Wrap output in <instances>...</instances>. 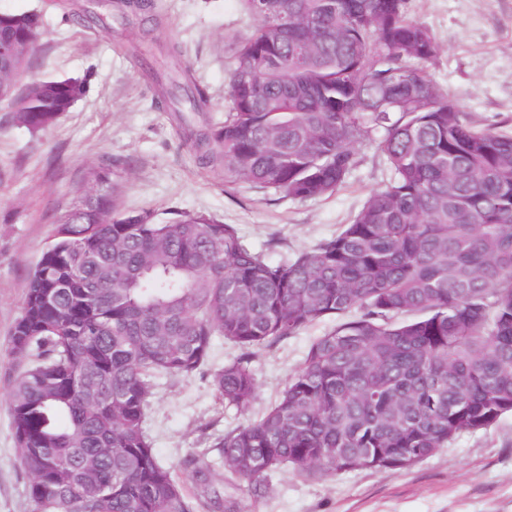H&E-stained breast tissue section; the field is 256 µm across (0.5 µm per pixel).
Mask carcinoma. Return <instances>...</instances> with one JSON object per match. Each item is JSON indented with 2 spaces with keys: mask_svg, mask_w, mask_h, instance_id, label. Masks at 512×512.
<instances>
[{
  "mask_svg": "<svg viewBox=\"0 0 512 512\" xmlns=\"http://www.w3.org/2000/svg\"><path fill=\"white\" fill-rule=\"evenodd\" d=\"M409 0H275L228 37L224 120L189 128L199 160L306 202L330 197L371 146L389 178L336 234L271 262L234 224L201 212L165 222L123 210V186L62 213L10 338L11 426L37 512H233L193 460L189 495L144 430L161 375L209 365L224 406L255 396L251 349L308 325L310 344L277 402L227 433L224 466L254 497L266 476L406 470L512 413V134L478 128L440 91L436 52ZM0 12V37L41 33ZM193 112H212L183 71ZM84 83L45 79L17 113L50 126Z\"/></svg>",
  "mask_w": 512,
  "mask_h": 512,
  "instance_id": "carcinoma-1",
  "label": "carcinoma"
}]
</instances>
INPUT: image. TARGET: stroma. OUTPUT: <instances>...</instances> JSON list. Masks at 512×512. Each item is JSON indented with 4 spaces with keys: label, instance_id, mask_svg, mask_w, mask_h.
Here are the masks:
<instances>
[{
    "label": "stroma",
    "instance_id": "obj_1",
    "mask_svg": "<svg viewBox=\"0 0 512 512\" xmlns=\"http://www.w3.org/2000/svg\"><path fill=\"white\" fill-rule=\"evenodd\" d=\"M157 9L161 22L147 34L118 0H0L2 12L43 18L45 33L28 58L26 78L86 82L70 111L44 129L20 125L0 104V512L36 510L11 431L10 334L59 215L92 189L90 170L122 183L125 209L154 210L161 222L173 211L210 214L237 225L273 262L336 233L386 179L368 147L347 183L327 198L274 201L247 184L225 188L199 164L184 133L185 94L173 85L168 52L180 46L179 65L208 93L212 117L220 119L232 65L224 35L249 30L251 21L240 0H159ZM410 12L437 43L426 64L437 86L475 125L512 130V0H410ZM326 328L315 323L255 348L256 396L242 412L222 408L211 383V369L240 354L223 339L214 342L209 368L156 381L145 430L188 491L196 485L185 462L196 457L238 512H512V414L407 470L308 477L286 467L270 476L264 498H253L213 443L278 400Z\"/></svg>",
    "mask_w": 512,
    "mask_h": 512
}]
</instances>
